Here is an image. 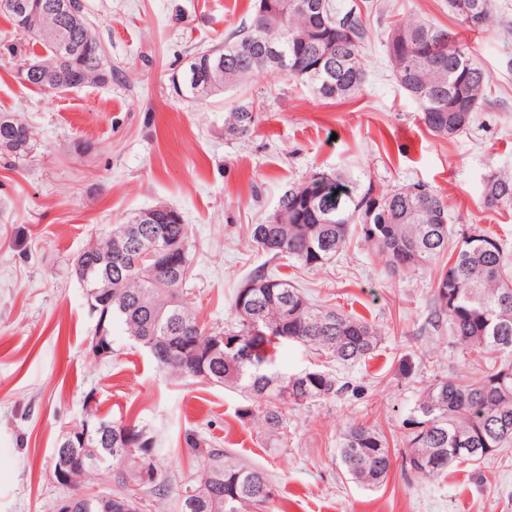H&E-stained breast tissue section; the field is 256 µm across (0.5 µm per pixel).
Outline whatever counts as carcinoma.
I'll use <instances>...</instances> for the list:
<instances>
[{
  "label": "carcinoma",
  "mask_w": 512,
  "mask_h": 512,
  "mask_svg": "<svg viewBox=\"0 0 512 512\" xmlns=\"http://www.w3.org/2000/svg\"><path fill=\"white\" fill-rule=\"evenodd\" d=\"M0 13L16 27L23 8L42 5L44 32L30 35L44 55L36 58L47 77L23 75L42 90L66 92L112 79L100 42L91 30H80L53 13L58 0H8ZM314 0H271L263 12L258 0L249 25L234 32L217 53L193 55L182 77L172 82L182 96L216 95L203 87L207 76L226 87H242L257 70L275 67L268 42L288 57V72L323 100H348L366 81L364 45L368 34L355 9L330 4L319 18L302 8ZM458 26L487 31L496 15V0H444ZM385 51L395 81L420 107L427 129L452 139L467 131L488 100L487 78L459 34L433 21L395 23L385 35ZM222 72L215 74L217 62ZM256 123L242 104L225 118L229 134L244 139ZM33 132L21 117L0 113V157L17 159L34 150ZM303 195L306 182L287 188L277 209L254 225L252 240L273 262L290 257L313 270L340 254L349 234L371 244L391 272L417 269L448 255L434 278L429 320L435 330L449 326L462 345L480 354H494L493 366L465 383L439 379L419 392L407 419L402 458L418 476L435 478L454 464L481 465L512 444V265L506 244L486 232L471 234L453 246L448 210L421 184L378 195L339 175ZM488 209H512V169L500 170L483 188ZM155 220L138 222L141 213L114 224L71 261V274L85 288L90 311L97 316L91 343L112 346L114 327L135 340L173 376L206 380L240 391L261 407L266 429L286 434L281 405L328 399L349 388L335 374L312 369L283 375L275 369L281 347L296 342L340 364L372 356L381 345L378 328L361 316L312 302L276 268L261 267L235 289L233 324L203 327L188 310L183 290L189 278L190 228L181 212L168 205L151 207ZM164 230V243L183 251L181 273L160 271L147 276L139 268L140 249ZM110 283L108 297L93 293L97 281ZM227 343L221 347V337ZM237 342L236 348L229 344ZM87 448L83 467L69 487L71 512H137L146 497L172 489L169 476L158 472L154 436L147 425L100 417L87 409ZM192 457L206 466L200 477L176 489L179 512H264L276 497V485L263 470L207 439L198 431L184 435ZM342 465L356 482L377 487L386 481L393 457L384 433L350 422L339 449ZM153 473L142 480L135 457ZM125 464L124 477L112 494L87 487L92 472Z\"/></svg>",
  "instance_id": "obj_1"
}]
</instances>
